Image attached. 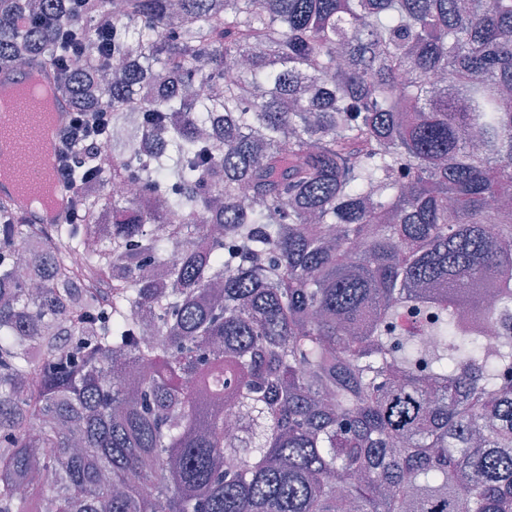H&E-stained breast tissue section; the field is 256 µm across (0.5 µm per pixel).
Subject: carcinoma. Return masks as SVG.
I'll list each match as a JSON object with an SVG mask.
<instances>
[{
  "mask_svg": "<svg viewBox=\"0 0 512 512\" xmlns=\"http://www.w3.org/2000/svg\"><path fill=\"white\" fill-rule=\"evenodd\" d=\"M101 19L139 193L0 201V512H512V0H0V67Z\"/></svg>",
  "mask_w": 512,
  "mask_h": 512,
  "instance_id": "obj_1",
  "label": "carcinoma"
}]
</instances>
